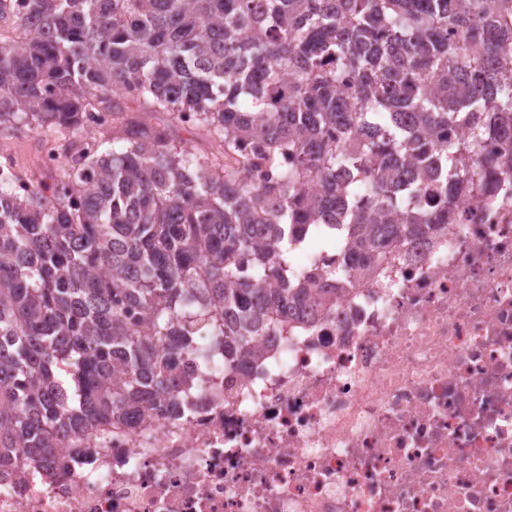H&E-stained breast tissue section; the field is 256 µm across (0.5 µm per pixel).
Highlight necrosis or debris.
<instances>
[{
    "label": "necrosis or debris",
    "instance_id": "4bbe7bcc",
    "mask_svg": "<svg viewBox=\"0 0 512 512\" xmlns=\"http://www.w3.org/2000/svg\"><path fill=\"white\" fill-rule=\"evenodd\" d=\"M0 512H512V180Z\"/></svg>",
    "mask_w": 512,
    "mask_h": 512
}]
</instances>
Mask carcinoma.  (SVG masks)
Masks as SVG:
<instances>
[{"mask_svg":"<svg viewBox=\"0 0 512 512\" xmlns=\"http://www.w3.org/2000/svg\"><path fill=\"white\" fill-rule=\"evenodd\" d=\"M511 16L512 0H0V29L26 30L0 39V131L33 124L68 161L23 192L0 170V459L86 458L85 438L176 402L186 359L205 372L327 305L288 276L295 245L345 231L324 274L339 286L512 178L485 149L512 134ZM120 96L219 153L125 118ZM100 112L121 150L77 135Z\"/></svg>","mask_w":512,"mask_h":512,"instance_id":"obj_1","label":"carcinoma"}]
</instances>
